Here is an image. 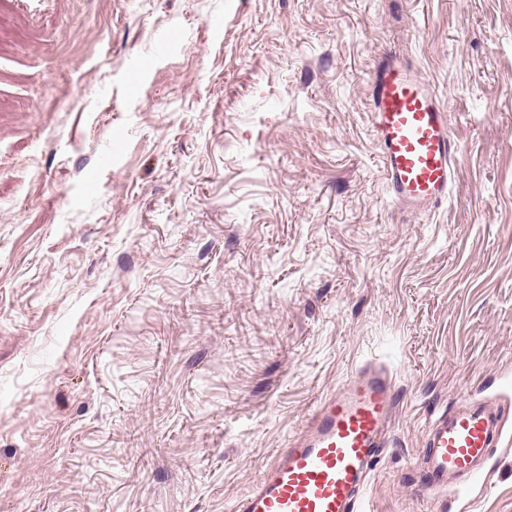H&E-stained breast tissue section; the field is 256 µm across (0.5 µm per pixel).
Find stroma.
Returning <instances> with one entry per match:
<instances>
[{
	"mask_svg": "<svg viewBox=\"0 0 512 512\" xmlns=\"http://www.w3.org/2000/svg\"><path fill=\"white\" fill-rule=\"evenodd\" d=\"M394 51L458 143L425 216L372 133ZM373 359L371 512H448L425 424L512 369V0H0V512H234Z\"/></svg>",
	"mask_w": 512,
	"mask_h": 512,
	"instance_id": "1",
	"label": "stroma"
}]
</instances>
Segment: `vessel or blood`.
I'll return each mask as SVG.
<instances>
[{
    "mask_svg": "<svg viewBox=\"0 0 512 512\" xmlns=\"http://www.w3.org/2000/svg\"><path fill=\"white\" fill-rule=\"evenodd\" d=\"M373 137L392 201L428 213L447 200L457 151L446 108L430 82L391 55L372 83ZM398 394L382 366L366 363L325 397L301 435L281 448L236 512H369L367 488ZM512 446L498 411L463 399L424 432L421 492L467 491L496 449Z\"/></svg>",
    "mask_w": 512,
    "mask_h": 512,
    "instance_id": "vessel-or-blood-1",
    "label": "vessel or blood"
}]
</instances>
